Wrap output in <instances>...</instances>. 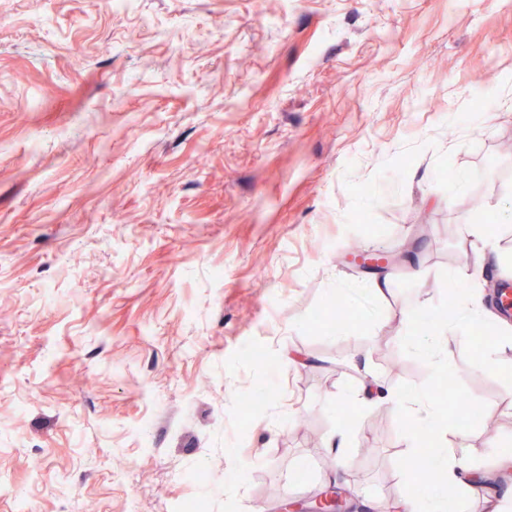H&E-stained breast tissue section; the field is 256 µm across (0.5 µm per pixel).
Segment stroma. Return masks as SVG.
<instances>
[{
	"label": "stroma",
	"instance_id": "stroma-1",
	"mask_svg": "<svg viewBox=\"0 0 512 512\" xmlns=\"http://www.w3.org/2000/svg\"><path fill=\"white\" fill-rule=\"evenodd\" d=\"M508 188L512 0H0V512H276L332 485L402 512L423 415L382 395L447 418L404 339L470 268L466 224L499 240L466 290L505 286ZM354 243L399 256L385 295ZM445 368L487 415L449 450L511 492L512 344L463 331Z\"/></svg>",
	"mask_w": 512,
	"mask_h": 512
}]
</instances>
